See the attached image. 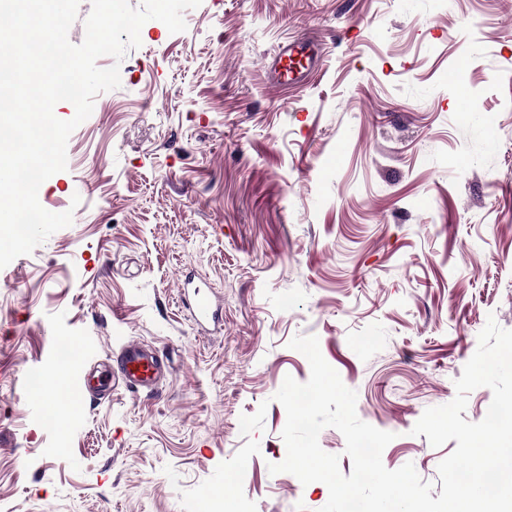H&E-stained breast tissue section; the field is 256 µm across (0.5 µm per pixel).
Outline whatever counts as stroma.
<instances>
[{
  "label": "stroma",
  "instance_id": "35a3bbf8",
  "mask_svg": "<svg viewBox=\"0 0 512 512\" xmlns=\"http://www.w3.org/2000/svg\"><path fill=\"white\" fill-rule=\"evenodd\" d=\"M184 20L98 59L121 85L38 191L73 221L0 269V512H183L262 405L245 496L320 512L325 484L268 469L286 456L273 396L310 377L298 335L394 433L384 466L439 484L456 441L411 430L454 399L488 318L512 330V0H202ZM291 40L319 52L282 86ZM185 275L218 326L196 325ZM130 341L169 380L87 393ZM32 373L67 387L42 414Z\"/></svg>",
  "mask_w": 512,
  "mask_h": 512
}]
</instances>
